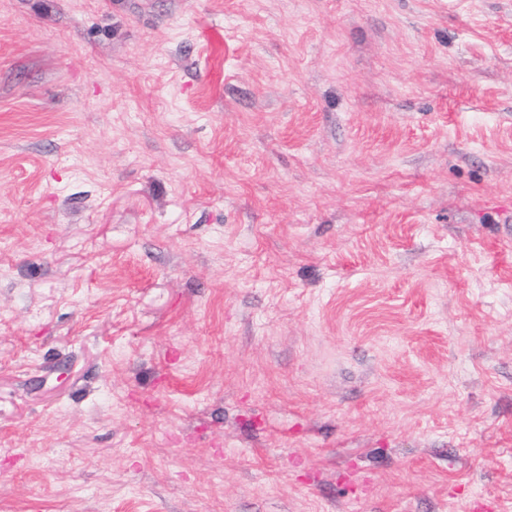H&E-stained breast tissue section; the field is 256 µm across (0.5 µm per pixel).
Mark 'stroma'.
<instances>
[{
    "label": "stroma",
    "instance_id": "obj_1",
    "mask_svg": "<svg viewBox=\"0 0 512 512\" xmlns=\"http://www.w3.org/2000/svg\"><path fill=\"white\" fill-rule=\"evenodd\" d=\"M0 512H512V0H0Z\"/></svg>",
    "mask_w": 512,
    "mask_h": 512
}]
</instances>
